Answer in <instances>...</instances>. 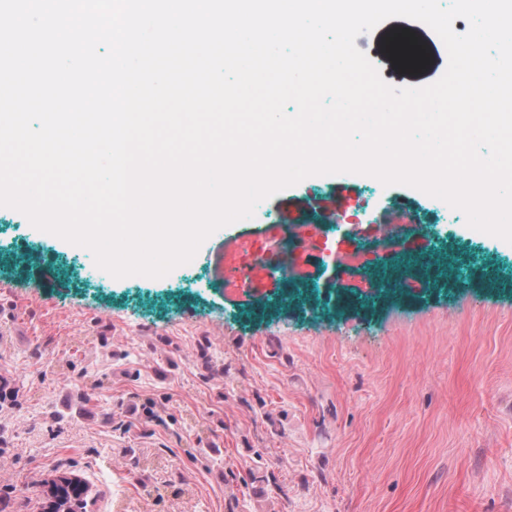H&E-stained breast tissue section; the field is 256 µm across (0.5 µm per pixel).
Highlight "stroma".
Returning a JSON list of instances; mask_svg holds the SVG:
<instances>
[{
    "label": "stroma",
    "mask_w": 512,
    "mask_h": 512,
    "mask_svg": "<svg viewBox=\"0 0 512 512\" xmlns=\"http://www.w3.org/2000/svg\"><path fill=\"white\" fill-rule=\"evenodd\" d=\"M348 182L361 223L399 203L462 249L453 289L336 321L323 273L314 314L227 289L211 254L261 238L267 200L161 278L103 275L0 207V512H46L60 476L86 480V512H512V244L415 188Z\"/></svg>",
    "instance_id": "1"
}]
</instances>
